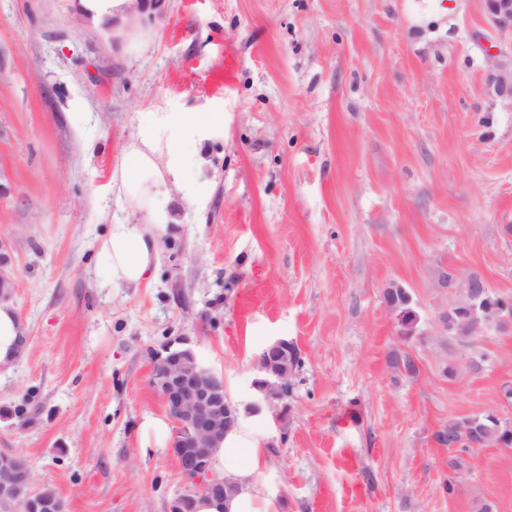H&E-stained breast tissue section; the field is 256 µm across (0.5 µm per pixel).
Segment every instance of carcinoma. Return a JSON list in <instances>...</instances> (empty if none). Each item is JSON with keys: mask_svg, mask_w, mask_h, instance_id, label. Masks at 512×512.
<instances>
[{"mask_svg": "<svg viewBox=\"0 0 512 512\" xmlns=\"http://www.w3.org/2000/svg\"><path fill=\"white\" fill-rule=\"evenodd\" d=\"M386 301L390 307L399 311L402 326L410 328L415 315L409 304L408 292L394 286L386 292ZM448 314L458 318V325L464 329V335L453 336L457 343H467L491 325L504 328L512 319V308L503 307L502 299L488 288H457L454 298L448 306ZM436 441L450 448H474L499 445L512 448V426H508L493 413L452 419L436 433ZM57 497L51 488H44L28 499L21 512H48L44 502Z\"/></svg>", "mask_w": 512, "mask_h": 512, "instance_id": "1", "label": "carcinoma"}]
</instances>
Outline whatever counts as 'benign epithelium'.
<instances>
[{
  "label": "benign epithelium",
  "mask_w": 512,
  "mask_h": 512,
  "mask_svg": "<svg viewBox=\"0 0 512 512\" xmlns=\"http://www.w3.org/2000/svg\"><path fill=\"white\" fill-rule=\"evenodd\" d=\"M163 0H128L125 9L127 25L140 21L146 10L160 8ZM492 24L500 29L512 28V0H486ZM17 281L9 246L0 240V304L13 299ZM170 342L151 355L150 383L159 394L167 415L172 422L171 454L182 475L193 481L194 486L211 495L221 496L231 482L205 467L197 450L216 448L224 433L235 423V415L224 391V379L202 364L195 351L172 350ZM290 344L278 338L262 351V370L266 383L257 389L258 399L253 408L258 412L269 411L281 430L288 428L289 373L280 357V350ZM15 455L0 452V500L9 502L28 498L34 492V471L30 463L19 467Z\"/></svg>",
  "instance_id": "1"
}]
</instances>
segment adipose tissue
Returning a JSON list of instances; mask_svg holds the SVG:
<instances>
[{"label": "adipose tissue", "instance_id": "obj_1", "mask_svg": "<svg viewBox=\"0 0 512 512\" xmlns=\"http://www.w3.org/2000/svg\"><path fill=\"white\" fill-rule=\"evenodd\" d=\"M142 130L117 157L110 190L136 221L110 225L98 249L99 264L115 286H140L159 260V247L173 221L172 189L188 204L199 201V185L187 175L190 148L224 126L220 112H145ZM25 328L11 305H0V367L8 368L23 349ZM214 472L232 478L233 493L197 496L194 512H280L281 479L270 466L250 416L239 414L211 456Z\"/></svg>", "mask_w": 512, "mask_h": 512}]
</instances>
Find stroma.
I'll return each mask as SVG.
<instances>
[{"label":"stroma","instance_id":"35a3bbf8","mask_svg":"<svg viewBox=\"0 0 512 512\" xmlns=\"http://www.w3.org/2000/svg\"><path fill=\"white\" fill-rule=\"evenodd\" d=\"M80 7L0 0V239L27 336L0 371V451L66 512H170L190 484L139 433L165 414L152 352L186 339L247 409L259 353L285 338L302 361L288 429L255 422L282 512H512V449L435 440L452 418L512 425V328L460 346L440 321L443 268L512 302V96L491 68L512 33L484 0H164L134 49ZM228 49L234 87L210 92ZM156 106L223 113L189 152L206 200L173 194L149 282L105 288L98 245L129 218L110 169ZM385 298L393 310L399 311L402 326L410 331V327L414 322L415 315L409 307L411 298L405 288L394 286L386 292Z\"/></svg>","mask_w":512,"mask_h":512}]
</instances>
